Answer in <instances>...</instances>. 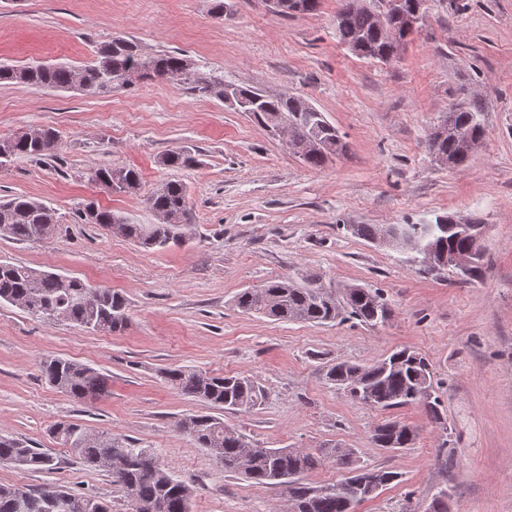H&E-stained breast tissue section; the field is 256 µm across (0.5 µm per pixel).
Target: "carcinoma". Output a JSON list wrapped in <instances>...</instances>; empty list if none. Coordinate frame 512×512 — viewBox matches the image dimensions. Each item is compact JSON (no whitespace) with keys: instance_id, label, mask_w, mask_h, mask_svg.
<instances>
[{"instance_id":"1","label":"carcinoma","mask_w":512,"mask_h":512,"mask_svg":"<svg viewBox=\"0 0 512 512\" xmlns=\"http://www.w3.org/2000/svg\"><path fill=\"white\" fill-rule=\"evenodd\" d=\"M373 2L341 0L336 13V39L360 58L387 63L394 45L387 32L378 26ZM134 68L142 77L188 82L198 94L220 100L224 99V90L229 89L253 104L252 120L263 129L280 115H288V141L303 147L298 158L312 168L324 166L345 150V144H336V134L325 130L323 113L307 99L298 95H268L257 88L226 84L222 79L196 73L177 52L146 57L134 41L120 37L97 48L94 58L79 67L64 63H31L19 67L3 64L0 81L34 89L79 90L95 95L126 87L125 75ZM442 118L443 135L437 137V151L446 156L451 167L464 168L469 165L471 155L454 138L451 128H465L483 139L486 128L481 100L462 88ZM59 142L60 134L52 127L0 136V164L17 157L47 156ZM161 163L178 170L197 165L198 159L190 148L182 147L165 154ZM88 180L112 193L136 192L141 185L140 173L123 167H92ZM188 197L186 185L178 180H169L153 190L146 198V205L162 217L158 224H135L92 201L85 205L80 219L118 233L142 248L164 247L185 238ZM451 217V213L437 215L424 224H392L390 228L401 237H414V246L422 254L430 250L441 257L450 252L482 250V243L459 238L449 231ZM56 232L55 212L44 202L24 196L0 202V238L50 240ZM351 233L375 241L381 235V227L354 224ZM320 287L316 277L300 283L275 278L259 288L239 293L235 305L243 312L280 321L326 324L357 320L369 326L385 322L383 313L388 303L378 290L346 286L322 292ZM2 303L20 306L45 319L72 322L94 333L117 332L127 322L126 299L122 293L22 264L0 263ZM39 370L50 386L78 400L98 398L106 390L103 376L87 364L52 358L41 361ZM163 378L172 388L226 413L260 407L269 397L264 386L245 375H208L179 367L165 370ZM325 378L361 404L382 410L422 404L434 423H441L440 405L433 398L431 365L414 350H396L369 365L337 361L326 366ZM178 429L207 449L224 464L225 470L238 472L258 485L279 487L295 504H309L308 512H351L356 505L373 497L362 487L363 479L373 476L386 487L400 478L398 472L390 469L356 466L350 476L336 483L311 486L301 482V478L319 459H329L338 466L350 465L354 463V449L336 445L311 453L298 448H262L225 424L223 418L209 414L187 415L178 421ZM51 434L60 445L71 449L85 467L112 472L128 512H134V505L140 502H161L164 512H191V494L181 481L161 466L150 472L140 467V459L148 454L147 449L124 437L104 432L94 434L66 421L54 424ZM372 439L378 447L395 451L411 447L417 431L399 420H387L375 427ZM0 461L32 471L51 470L55 465L49 453L9 436H0ZM0 512L112 510L97 498L71 489L23 490L0 484Z\"/></svg>"}]
</instances>
